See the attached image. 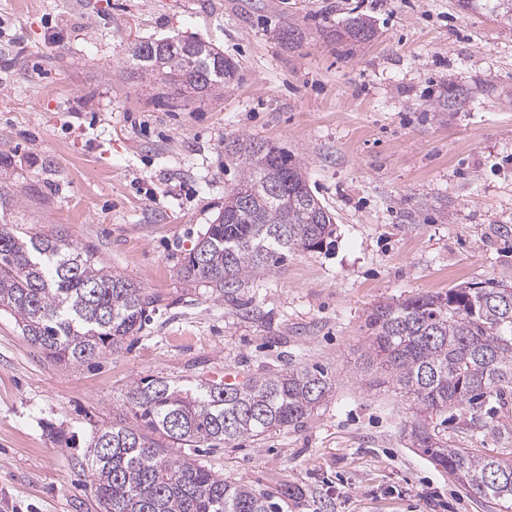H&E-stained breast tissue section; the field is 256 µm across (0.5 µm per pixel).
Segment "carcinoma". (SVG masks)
<instances>
[{
    "label": "carcinoma",
    "instance_id": "cac0c4a2",
    "mask_svg": "<svg viewBox=\"0 0 512 512\" xmlns=\"http://www.w3.org/2000/svg\"><path fill=\"white\" fill-rule=\"evenodd\" d=\"M461 6L512 27V0H461ZM373 33L356 15L339 37L362 41ZM130 65L164 105L221 91L235 71L212 44L178 36L133 43ZM227 148L239 163V179L180 269L184 279L208 283L221 295L282 265L293 251L322 248L332 224L301 161L254 138H237ZM154 303L145 289L105 270L89 246L57 233L20 236L0 228V309L55 364L78 365L120 348ZM367 326L373 339L363 369L379 365L370 386L386 384L414 405L412 446L479 497L511 508L512 455L458 448L434 417L465 410L477 425L492 404L512 398V284L492 280L382 303ZM331 390L317 368L234 384L130 382L125 398L133 422L95 429L88 445L103 512H274L272 495L224 479L197 452L295 426Z\"/></svg>",
    "mask_w": 512,
    "mask_h": 512
}]
</instances>
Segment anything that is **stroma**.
<instances>
[{"instance_id":"1","label":"stroma","mask_w":512,"mask_h":512,"mask_svg":"<svg viewBox=\"0 0 512 512\" xmlns=\"http://www.w3.org/2000/svg\"><path fill=\"white\" fill-rule=\"evenodd\" d=\"M357 14L373 36L337 38ZM175 35L235 64L223 93L167 108L125 79L133 42ZM246 137L303 161L332 233L220 298L180 268ZM0 185V225L93 246L156 299L121 349L74 367L0 311V512H100L88 440L130 420L132 380L312 365L334 387L303 423L202 460L261 493L294 486L280 512H500L409 447V401L370 388L360 355L378 304L512 283L511 28L458 0H0ZM447 428L503 450L512 404Z\"/></svg>"}]
</instances>
